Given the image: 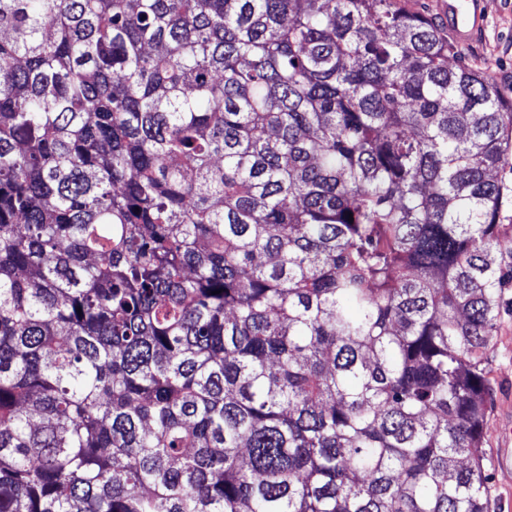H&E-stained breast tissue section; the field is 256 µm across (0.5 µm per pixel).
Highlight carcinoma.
<instances>
[{"label": "carcinoma", "mask_w": 512, "mask_h": 512, "mask_svg": "<svg viewBox=\"0 0 512 512\" xmlns=\"http://www.w3.org/2000/svg\"><path fill=\"white\" fill-rule=\"evenodd\" d=\"M404 0H0V512H490L512 103Z\"/></svg>", "instance_id": "obj_1"}]
</instances>
